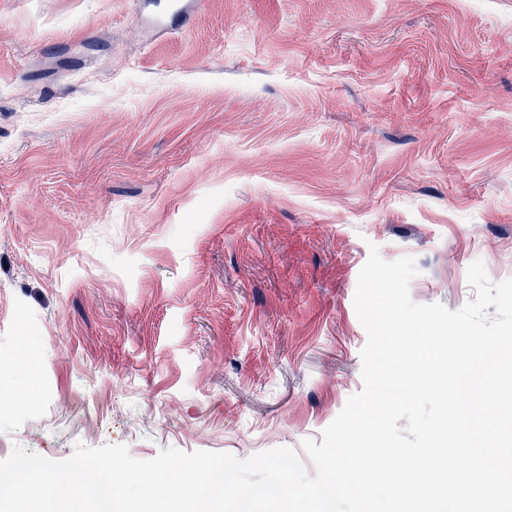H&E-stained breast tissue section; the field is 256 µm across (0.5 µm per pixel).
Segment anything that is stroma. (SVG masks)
Returning <instances> with one entry per match:
<instances>
[{"instance_id": "35a3bbf8", "label": "stroma", "mask_w": 512, "mask_h": 512, "mask_svg": "<svg viewBox=\"0 0 512 512\" xmlns=\"http://www.w3.org/2000/svg\"><path fill=\"white\" fill-rule=\"evenodd\" d=\"M166 2L0 0V460L311 474L371 249L419 304L512 279V0Z\"/></svg>"}]
</instances>
